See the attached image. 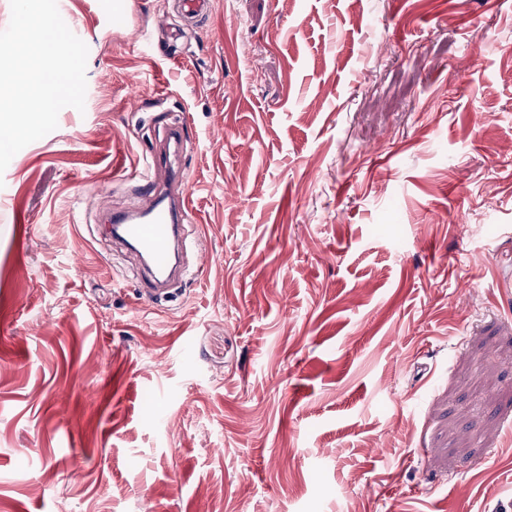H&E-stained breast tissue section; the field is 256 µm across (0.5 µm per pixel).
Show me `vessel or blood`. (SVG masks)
Masks as SVG:
<instances>
[{
    "mask_svg": "<svg viewBox=\"0 0 512 512\" xmlns=\"http://www.w3.org/2000/svg\"><path fill=\"white\" fill-rule=\"evenodd\" d=\"M185 139V123L167 129L162 147L150 154L144 170L129 175L136 184L137 205L109 216L113 237L144 260L138 293L149 303L165 295L163 277L174 271L173 246L189 216L192 180L180 162Z\"/></svg>",
    "mask_w": 512,
    "mask_h": 512,
    "instance_id": "b4317fda",
    "label": "vessel or blood"
}]
</instances>
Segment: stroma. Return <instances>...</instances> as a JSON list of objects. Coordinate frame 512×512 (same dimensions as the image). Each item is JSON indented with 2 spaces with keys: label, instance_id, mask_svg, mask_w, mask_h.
I'll list each match as a JSON object with an SVG mask.
<instances>
[{
  "label": "stroma",
  "instance_id": "stroma-1",
  "mask_svg": "<svg viewBox=\"0 0 512 512\" xmlns=\"http://www.w3.org/2000/svg\"><path fill=\"white\" fill-rule=\"evenodd\" d=\"M57 4L85 108L0 174V512H512V0ZM181 117L192 273L144 303L100 218Z\"/></svg>",
  "mask_w": 512,
  "mask_h": 512
}]
</instances>
